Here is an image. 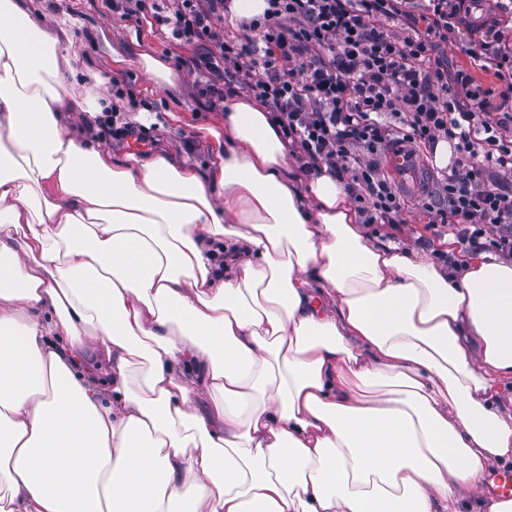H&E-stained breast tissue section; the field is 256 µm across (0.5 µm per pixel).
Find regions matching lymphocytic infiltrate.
<instances>
[{
    "instance_id": "f902f5d3",
    "label": "lymphocytic infiltrate",
    "mask_w": 512,
    "mask_h": 512,
    "mask_svg": "<svg viewBox=\"0 0 512 512\" xmlns=\"http://www.w3.org/2000/svg\"><path fill=\"white\" fill-rule=\"evenodd\" d=\"M246 22L245 39L224 38L231 0H113L123 15L154 11L183 44L209 49L187 67L214 96L225 84L252 94L305 171L341 181L368 226L395 223L404 201L378 154L396 143L453 142L455 158L429 204L431 229H446L464 251L512 259V45L495 26L460 49L500 83L501 110L465 70L444 61L462 10L452 0H267ZM406 21L409 31L387 29ZM481 155V168L471 164Z\"/></svg>"
}]
</instances>
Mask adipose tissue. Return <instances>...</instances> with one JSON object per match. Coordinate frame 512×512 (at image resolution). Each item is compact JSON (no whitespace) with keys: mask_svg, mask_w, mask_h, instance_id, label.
I'll use <instances>...</instances> for the list:
<instances>
[{"mask_svg":"<svg viewBox=\"0 0 512 512\" xmlns=\"http://www.w3.org/2000/svg\"><path fill=\"white\" fill-rule=\"evenodd\" d=\"M74 60L0 0V512H462L512 459V263L369 241L247 97L211 183L113 162Z\"/></svg>","mask_w":512,"mask_h":512,"instance_id":"1","label":"adipose tissue"}]
</instances>
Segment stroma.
I'll return each mask as SVG.
<instances>
[{
	"instance_id": "35a3bbf8",
	"label": "stroma",
	"mask_w": 512,
	"mask_h": 512,
	"mask_svg": "<svg viewBox=\"0 0 512 512\" xmlns=\"http://www.w3.org/2000/svg\"><path fill=\"white\" fill-rule=\"evenodd\" d=\"M33 6L37 16L50 24L69 21L70 37L82 61L77 89L111 100L121 122L131 126L133 136H145L149 148L143 151V158L162 155L210 180L224 154L223 142L216 139L224 130V108L211 105L188 69L175 65L176 57H194L201 53V46L173 40L169 29L152 15L122 16L111 9L108 0H34ZM477 31V26L467 23L451 34L448 68L471 72L478 83L490 89L489 100L494 103L499 84L493 72L482 69L455 47ZM146 55L170 65V82L159 84L146 74L142 65ZM423 204L420 197L406 199L398 227L381 226L370 232V239L384 247L395 245L428 255L440 251L455 260H466L453 235L435 237L427 231L431 215Z\"/></svg>"
}]
</instances>
